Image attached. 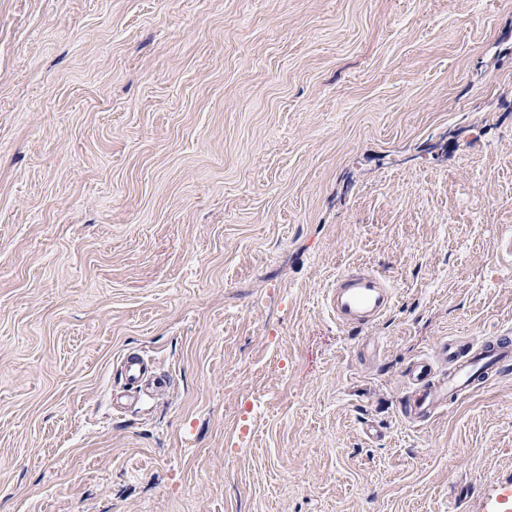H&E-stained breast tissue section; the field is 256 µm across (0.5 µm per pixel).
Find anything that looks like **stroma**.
<instances>
[{"instance_id":"obj_1","label":"stroma","mask_w":512,"mask_h":512,"mask_svg":"<svg viewBox=\"0 0 512 512\" xmlns=\"http://www.w3.org/2000/svg\"><path fill=\"white\" fill-rule=\"evenodd\" d=\"M507 328L512 0H0V512H512ZM395 299L396 290L385 275L350 267L336 275L324 301L336 325L357 331L378 324ZM470 347V356L461 360V345L457 340L449 339L442 345L440 358L452 369L448 378L436 385L426 383L432 373L430 364L417 361L410 367L409 377L417 388L412 401L405 406L406 414L413 413L416 418L426 420L435 409L448 403V398L468 395L481 373L512 366V336H498L495 342L473 340Z\"/></svg>"}]
</instances>
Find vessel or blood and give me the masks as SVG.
I'll return each instance as SVG.
<instances>
[{
	"mask_svg": "<svg viewBox=\"0 0 512 512\" xmlns=\"http://www.w3.org/2000/svg\"><path fill=\"white\" fill-rule=\"evenodd\" d=\"M395 299L396 290L385 275L350 267L337 274L325 297V306L339 327L357 331L378 324L392 309ZM440 357L448 363L450 372L438 384L427 383L432 373L428 363L415 362L409 370L416 393L405 411L421 420L428 419L448 400L468 395L481 373L512 366V336L503 335L494 342L472 341L471 354L466 358L461 355L458 341L452 339L442 345Z\"/></svg>",
	"mask_w": 512,
	"mask_h": 512,
	"instance_id": "b4317fda",
	"label": "vessel or blood"
}]
</instances>
